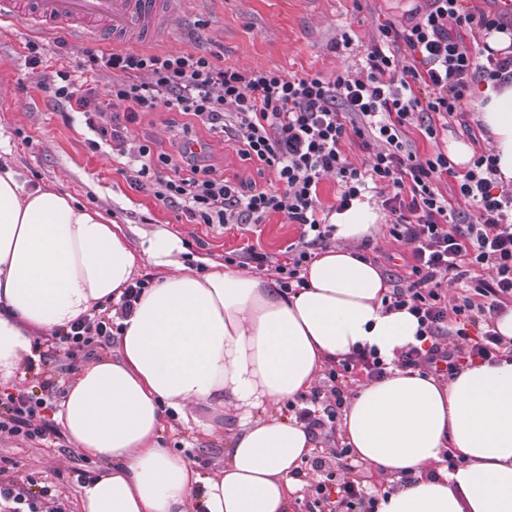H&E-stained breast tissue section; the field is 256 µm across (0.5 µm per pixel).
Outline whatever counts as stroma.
Listing matches in <instances>:
<instances>
[{"label":"stroma","mask_w":512,"mask_h":512,"mask_svg":"<svg viewBox=\"0 0 512 512\" xmlns=\"http://www.w3.org/2000/svg\"><path fill=\"white\" fill-rule=\"evenodd\" d=\"M412 7V0H192L183 19L169 30L164 48L205 52L226 67L277 68L292 75L318 72L330 77L356 72L378 24L388 20L404 25ZM344 33L351 36V47L331 51V43ZM32 42L41 47L35 64L28 51ZM112 52L108 33L91 42L68 28L38 31L19 21H0V58L7 60L0 65V146L10 150L22 179L102 210L121 226L131 245H138V231L167 230L181 239L185 259L194 261L199 271L204 260L220 264L225 255L248 246L271 260L286 261L300 229L282 215L245 226L191 223L180 211L133 187L108 144L91 148L95 132L55 98L43 78L67 71L94 97H103L107 73L89 66L86 56ZM171 121L183 126L190 118L154 112L131 125L130 132L151 141L156 152L170 153L174 150L167 128ZM209 142L211 162L225 179L274 187L272 172H259L254 163L244 160L234 141L213 136ZM365 254L392 279L406 275L411 262L410 245L395 241L384 225ZM229 427L225 418L190 426L168 419L162 435L168 447L213 474L224 467ZM1 458L6 461V479L35 491L50 487L65 512H81L83 485L104 468L103 462L77 451L65 436L52 444L0 439Z\"/></svg>","instance_id":"1"}]
</instances>
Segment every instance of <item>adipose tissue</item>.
<instances>
[{
    "label": "adipose tissue",
    "mask_w": 512,
    "mask_h": 512,
    "mask_svg": "<svg viewBox=\"0 0 512 512\" xmlns=\"http://www.w3.org/2000/svg\"><path fill=\"white\" fill-rule=\"evenodd\" d=\"M472 103L498 182L512 186V84L481 85ZM380 219L358 200L334 214L337 246L309 265L304 287L284 292L219 264L198 274L165 230L141 232L132 249L101 212L27 187L0 154V379L32 355L36 337L119 301L140 261L161 270L120 318L116 356L80 368L56 413L77 450L108 464L83 486L82 512H288L313 442L272 409L365 344L387 375L356 386L341 429L356 459L395 484L376 512H512V361L481 360L445 381L399 367L418 322L384 310L387 279L358 256ZM168 408L187 424L233 416L219 474L161 445ZM448 452L463 465L448 468Z\"/></svg>",
    "instance_id": "adipose-tissue-1"
}]
</instances>
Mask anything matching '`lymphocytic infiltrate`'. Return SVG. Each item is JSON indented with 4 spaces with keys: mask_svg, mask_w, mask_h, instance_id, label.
<instances>
[{
    "mask_svg": "<svg viewBox=\"0 0 512 512\" xmlns=\"http://www.w3.org/2000/svg\"><path fill=\"white\" fill-rule=\"evenodd\" d=\"M500 30H512L511 15L474 13L461 0H427L407 25H379L357 77L221 67L199 51L164 50L97 59L112 74L100 104L76 89L66 72L48 82L57 98L83 114L88 128L109 139L134 186L181 210L188 221L260 224L281 214L299 225L298 242L275 268L285 291L303 286L304 264L336 233L321 216L322 177H335L340 211L372 187L387 188L381 206L388 232L410 245L413 263L383 303L407 310L419 325V343L401 364L448 374L478 359L494 361L503 353L512 358V348L504 349L494 328L512 302V191L496 183L490 151L474 152L460 174L444 151L419 155L408 133L415 126L428 141H438L451 123L468 126L464 102L474 85L512 83V52L469 48L483 34ZM403 52L411 59L405 66L398 63ZM151 112H179L209 133L235 140L243 159L273 170L277 189L226 180L207 159L208 143L189 134L175 153L153 154L148 144L129 137L130 125ZM347 141L368 153L366 167L344 155L341 145ZM446 176L454 184L445 196L438 185ZM484 269L492 270L491 278L481 277ZM448 281L463 285L452 304L442 293ZM111 337V321L93 315L56 333L54 345L75 361ZM386 369L377 349L359 348L326 372L331 399L312 392L297 420L310 429L335 425L345 405V380H378ZM46 408V399L32 393H0V436L43 442L57 436ZM315 493L318 512H366L374 502L348 475L334 486L318 484Z\"/></svg>",
    "mask_w": 512,
    "mask_h": 512,
    "instance_id": "obj_1",
    "label": "lymphocytic infiltrate"
}]
</instances>
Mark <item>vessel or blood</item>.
I'll return each instance as SVG.
<instances>
[{
  "instance_id": "1",
  "label": "vessel or blood",
  "mask_w": 512,
  "mask_h": 512,
  "mask_svg": "<svg viewBox=\"0 0 512 512\" xmlns=\"http://www.w3.org/2000/svg\"><path fill=\"white\" fill-rule=\"evenodd\" d=\"M189 0H0V20H20L41 30L80 29L95 38L100 27L114 37L156 41Z\"/></svg>"
}]
</instances>
